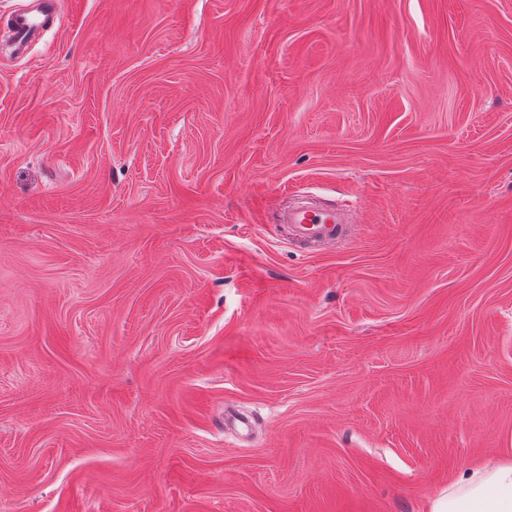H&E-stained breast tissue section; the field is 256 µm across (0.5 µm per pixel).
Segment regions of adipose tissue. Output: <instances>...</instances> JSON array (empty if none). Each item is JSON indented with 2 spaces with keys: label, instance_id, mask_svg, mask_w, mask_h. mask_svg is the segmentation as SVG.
I'll use <instances>...</instances> for the list:
<instances>
[{
  "label": "adipose tissue",
  "instance_id": "1",
  "mask_svg": "<svg viewBox=\"0 0 512 512\" xmlns=\"http://www.w3.org/2000/svg\"><path fill=\"white\" fill-rule=\"evenodd\" d=\"M427 512H512V456L471 466L429 502Z\"/></svg>",
  "mask_w": 512,
  "mask_h": 512
}]
</instances>
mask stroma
<instances>
[{"instance_id":"stroma-1","label":"stroma","mask_w":512,"mask_h":512,"mask_svg":"<svg viewBox=\"0 0 512 512\" xmlns=\"http://www.w3.org/2000/svg\"><path fill=\"white\" fill-rule=\"evenodd\" d=\"M304 197L351 240L292 245ZM508 449L512 0H65L0 46V512H424Z\"/></svg>"}]
</instances>
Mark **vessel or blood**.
<instances>
[{
  "mask_svg": "<svg viewBox=\"0 0 512 512\" xmlns=\"http://www.w3.org/2000/svg\"><path fill=\"white\" fill-rule=\"evenodd\" d=\"M32 6L9 16L11 35L17 54H26L38 35L55 25L58 20L57 0H31ZM280 221L297 243L303 245H331L343 240L350 228L344 213L335 206H295L285 210Z\"/></svg>",
  "mask_w": 512,
  "mask_h": 512,
  "instance_id": "1",
  "label": "vessel or blood"
}]
</instances>
